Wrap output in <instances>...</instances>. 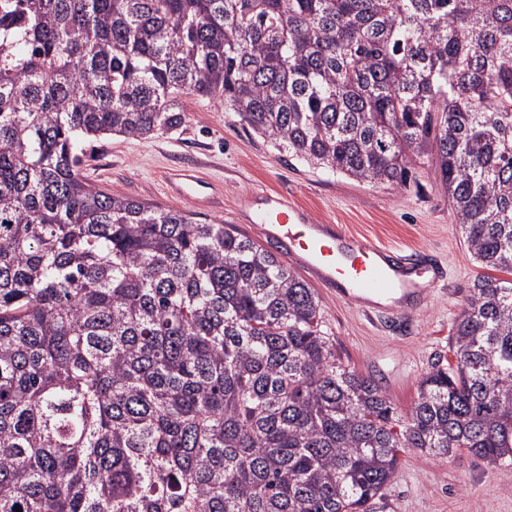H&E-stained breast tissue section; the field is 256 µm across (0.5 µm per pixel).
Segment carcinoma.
<instances>
[{
	"instance_id": "1",
	"label": "carcinoma",
	"mask_w": 512,
	"mask_h": 512,
	"mask_svg": "<svg viewBox=\"0 0 512 512\" xmlns=\"http://www.w3.org/2000/svg\"><path fill=\"white\" fill-rule=\"evenodd\" d=\"M196 96L357 181L432 159L512 275V0H0V512H370L406 448L511 466L512 279L401 415L274 253L81 175Z\"/></svg>"
}]
</instances>
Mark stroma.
Returning <instances> with one entry per match:
<instances>
[{
    "label": "stroma",
    "instance_id": "35a3bbf8",
    "mask_svg": "<svg viewBox=\"0 0 512 512\" xmlns=\"http://www.w3.org/2000/svg\"><path fill=\"white\" fill-rule=\"evenodd\" d=\"M186 109L188 119L179 130L90 142L84 177L144 203L193 212L209 223L236 225L255 241L258 229L237 219L242 203L279 193L306 209L316 223L338 225L351 237L425 251L443 278L430 288L421 307L398 320L365 312L329 285H314L323 329L335 338L345 363L373 378L394 407L407 412L434 355L447 353L452 324L480 271L431 164L417 165L416 181L409 188L379 187L292 159L215 100L195 97ZM186 167L217 188L214 209L199 210L189 200L168 197L169 175ZM373 509L512 512V466H497L465 451L432 458L409 450L401 456L385 499Z\"/></svg>",
    "mask_w": 512,
    "mask_h": 512
}]
</instances>
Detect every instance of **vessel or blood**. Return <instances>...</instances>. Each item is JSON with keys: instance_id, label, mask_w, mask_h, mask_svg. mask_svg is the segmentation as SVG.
I'll return each instance as SVG.
<instances>
[{"instance_id": "b4317fda", "label": "vessel or blood", "mask_w": 512, "mask_h": 512, "mask_svg": "<svg viewBox=\"0 0 512 512\" xmlns=\"http://www.w3.org/2000/svg\"><path fill=\"white\" fill-rule=\"evenodd\" d=\"M199 182L192 170H181L170 177L168 193L191 197L198 207H207L210 195L198 191ZM248 205L252 222L260 225L265 236L283 243L296 263L317 280L336 285L338 295L366 307H411L424 293L421 278H442L429 262L405 267L396 248L349 237L331 224L313 223L284 196L265 194Z\"/></svg>"}]
</instances>
